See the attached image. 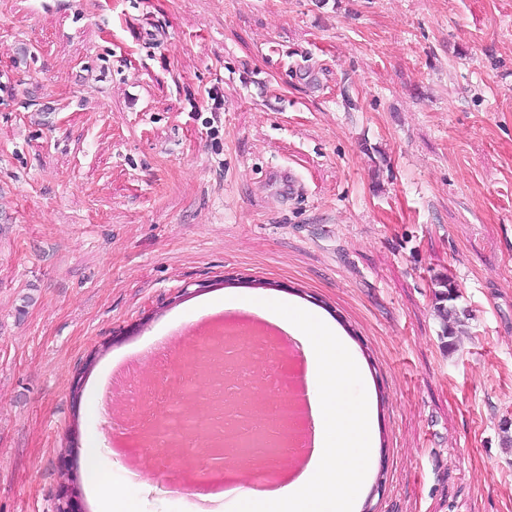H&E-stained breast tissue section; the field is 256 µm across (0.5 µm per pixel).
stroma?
I'll use <instances>...</instances> for the list:
<instances>
[{
  "mask_svg": "<svg viewBox=\"0 0 512 512\" xmlns=\"http://www.w3.org/2000/svg\"><path fill=\"white\" fill-rule=\"evenodd\" d=\"M264 290L353 330L376 512H512V0H0V512L91 436L84 512H199L102 393ZM437 285L441 287L439 290L434 291V297L436 300L435 308L437 310L438 317L442 321V338L449 339L446 341L444 346L453 348L455 346L454 327H450L448 323L452 322L453 324L462 326L464 324L463 321L459 318L457 314V309L453 302L457 299V293L455 288H453L452 284L448 282V279H441L437 281Z\"/></svg>",
  "mask_w": 512,
  "mask_h": 512,
  "instance_id": "stroma-1",
  "label": "stroma"
}]
</instances>
